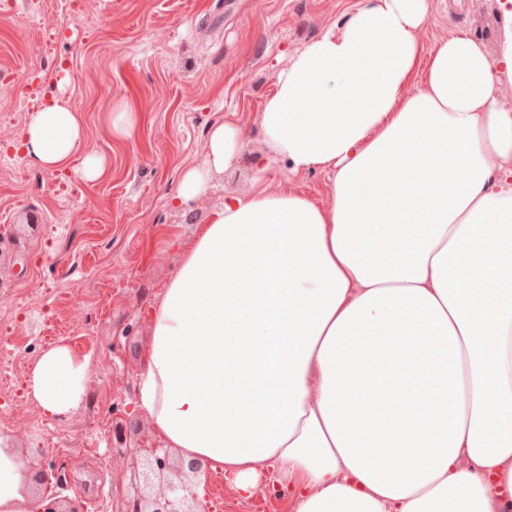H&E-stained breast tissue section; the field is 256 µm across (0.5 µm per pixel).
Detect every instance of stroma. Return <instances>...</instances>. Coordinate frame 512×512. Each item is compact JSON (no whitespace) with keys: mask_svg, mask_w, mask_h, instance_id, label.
Segmentation results:
<instances>
[{"mask_svg":"<svg viewBox=\"0 0 512 512\" xmlns=\"http://www.w3.org/2000/svg\"><path fill=\"white\" fill-rule=\"evenodd\" d=\"M361 0H0V353L18 358L6 436L37 472L55 470L64 497L120 512L139 485L116 448L153 443L149 420L134 409L148 312L177 272L185 245L224 198L286 190L319 205L332 174L297 170L282 158L259 164L262 112L288 59L326 32L338 31ZM512 9L505 0H429L417 34L424 53L462 33L498 59ZM27 99L15 108L17 95ZM62 100L79 113L81 154L104 160L86 180L75 167H31L17 149L31 113ZM136 112L134 137L117 134L118 109ZM240 128L245 146L233 166L187 205L173 196L182 173L203 167L211 129ZM18 288L41 289L33 303L11 305ZM68 325L73 356L86 362L84 393L66 422L71 454L96 452L74 469L57 451L50 421L28 379L54 343L50 322ZM206 512H245L248 502L213 474ZM258 512H292V499L266 494Z\"/></svg>","mask_w":512,"mask_h":512,"instance_id":"obj_1","label":"stroma"}]
</instances>
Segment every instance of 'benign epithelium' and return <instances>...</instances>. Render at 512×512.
Returning <instances> with one entry per match:
<instances>
[{
  "label": "benign epithelium",
  "instance_id": "7a95c632",
  "mask_svg": "<svg viewBox=\"0 0 512 512\" xmlns=\"http://www.w3.org/2000/svg\"><path fill=\"white\" fill-rule=\"evenodd\" d=\"M112 454L132 464H142V474L149 494L138 493L124 500L121 512H199L195 504L197 496L190 491V475L200 472L195 461L173 462L168 451L150 448H114Z\"/></svg>",
  "mask_w": 512,
  "mask_h": 512
}]
</instances>
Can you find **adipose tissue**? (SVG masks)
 I'll list each match as a JSON object with an SVG mask.
<instances>
[{
  "label": "adipose tissue",
  "instance_id": "obj_1",
  "mask_svg": "<svg viewBox=\"0 0 512 512\" xmlns=\"http://www.w3.org/2000/svg\"><path fill=\"white\" fill-rule=\"evenodd\" d=\"M429 0H362L294 54L264 108L266 157L332 172L331 202L233 196L149 313L135 409L162 448L248 494L272 467L293 512H512V108L498 60L460 35L423 57ZM77 112H33L22 146L60 169ZM244 148L229 124L176 200ZM86 366L46 351L45 413ZM27 452L0 438V512H35Z\"/></svg>",
  "mask_w": 512,
  "mask_h": 512
}]
</instances>
